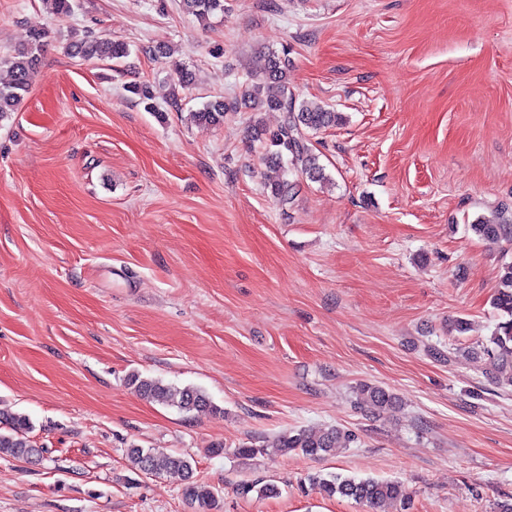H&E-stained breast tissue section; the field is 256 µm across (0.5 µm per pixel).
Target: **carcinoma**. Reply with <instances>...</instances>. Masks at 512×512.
Masks as SVG:
<instances>
[{
	"label": "carcinoma",
	"instance_id": "obj_1",
	"mask_svg": "<svg viewBox=\"0 0 512 512\" xmlns=\"http://www.w3.org/2000/svg\"><path fill=\"white\" fill-rule=\"evenodd\" d=\"M183 11L200 21L224 12V0H181ZM47 45V34L43 31L31 33L28 41L16 48L0 63L7 67L10 80L0 84V119L17 111L21 101L29 92L31 80L40 65ZM70 56L104 59L118 66L131 54L128 44L107 38H87L70 43L66 48ZM292 61L288 51L278 54L264 53L259 56L255 69L241 92V100L250 104L257 112L261 110L283 113L281 124L274 130H267L255 124L251 126V137L266 140L268 152L266 163L274 168L283 166V159L289 158L294 169L315 181L326 179L324 168L318 163L307 138L308 132H318L336 124L335 112L322 106L295 104L289 90V75ZM129 92L153 109L152 86L147 83L134 84ZM233 107L222 99L207 101L202 108L191 113L198 123L218 125L224 122V113ZM272 196L281 205L292 202L295 186L288 179H279L270 184ZM474 234L491 241L501 239L512 241V222L505 219L478 221L470 225ZM493 307L505 317L497 325L489 345L483 353L490 359V379L499 386L512 387V262L501 266ZM127 382L142 397L173 407L183 414L203 410H216L209 396L199 388H178L159 379L145 378L138 373L128 376ZM397 397L385 387L372 383H361L356 387L354 406L367 416L378 417L396 407ZM33 425L23 414H0V457H12L29 464L39 461L42 450L31 443L29 433ZM357 436L350 430L331 427L324 430L290 429L278 435L273 441L256 446L244 443L237 448L243 457H255L269 451L282 456L293 452L307 457L320 458L333 455L338 448H348L356 442ZM126 456L135 474L151 476H174L183 484V495L196 506L198 512H212L217 507L215 488L193 479L192 461L179 453L156 455L151 450L132 445ZM311 489L333 498L352 499L374 510L387 501H404L408 494L398 481L374 478L357 479L338 474L328 476L309 475Z\"/></svg>",
	"mask_w": 512,
	"mask_h": 512
}]
</instances>
